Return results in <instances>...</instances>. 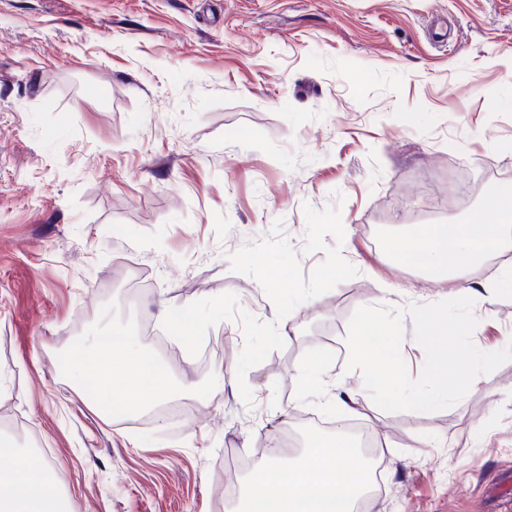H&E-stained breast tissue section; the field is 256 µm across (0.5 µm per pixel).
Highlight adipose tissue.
<instances>
[{
	"instance_id": "adipose-tissue-1",
	"label": "adipose tissue",
	"mask_w": 512,
	"mask_h": 512,
	"mask_svg": "<svg viewBox=\"0 0 512 512\" xmlns=\"http://www.w3.org/2000/svg\"><path fill=\"white\" fill-rule=\"evenodd\" d=\"M492 213L488 225L437 224L405 231L390 246L389 255L395 262L426 268L437 281H454L458 271L476 267L488 256L512 254L511 184L497 187ZM80 356L96 361L107 381L124 384L130 392L127 407L143 408L178 392L171 378L161 373L155 355L133 334L93 337ZM348 364L363 380L340 397L339 405L345 416L355 417L361 401L377 387L376 374L393 370L396 355L384 337L358 334L350 341ZM0 456L8 460L0 468V512H70L65 497L45 493L51 480L46 463H32L11 445L0 450ZM356 459L341 430L291 461L268 458L251 473L236 512H351L363 491Z\"/></svg>"
}]
</instances>
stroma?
Returning <instances> with one entry per match:
<instances>
[{
    "label": "stroma",
    "instance_id": "1",
    "mask_svg": "<svg viewBox=\"0 0 512 512\" xmlns=\"http://www.w3.org/2000/svg\"><path fill=\"white\" fill-rule=\"evenodd\" d=\"M512 184V0H0V435L48 462L72 512H234L233 448L326 437L355 388L348 321L361 306L456 297L389 262L401 228L484 224ZM339 207L358 274L279 322L285 342L238 377V320L191 356L142 420L76 354L91 336L161 328L169 308L235 293L275 308L229 256L275 223L303 276L304 205ZM473 342L512 337V286L475 304ZM276 320V319H275ZM335 357L316 385L311 356ZM246 380L252 405L242 401ZM385 485L370 512H512V361L436 412L363 405Z\"/></svg>",
    "mask_w": 512,
    "mask_h": 512
}]
</instances>
